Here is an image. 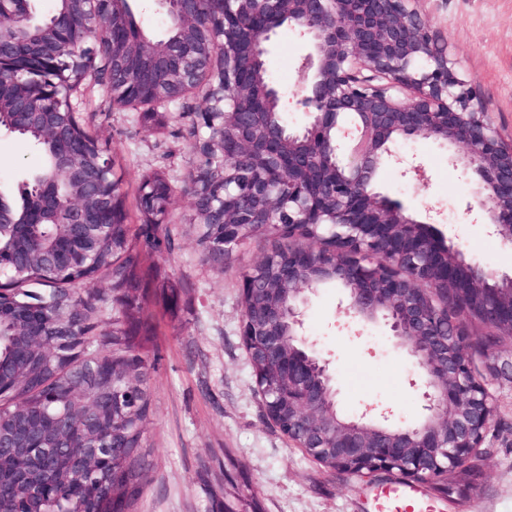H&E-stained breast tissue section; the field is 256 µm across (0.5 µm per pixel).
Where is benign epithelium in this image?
I'll return each instance as SVG.
<instances>
[{"label": "benign epithelium", "mask_w": 512, "mask_h": 512, "mask_svg": "<svg viewBox=\"0 0 512 512\" xmlns=\"http://www.w3.org/2000/svg\"><path fill=\"white\" fill-rule=\"evenodd\" d=\"M415 0H224V112L235 135L224 161L270 157L269 168L224 173V250L249 241L255 207L263 223L288 241L310 230L322 247L288 252L282 279L269 288L255 276L244 292L266 296L261 311H244L248 357L268 364L257 379L265 411L288 410V439L312 456L335 457L340 473L370 476L397 468L428 483L459 471L475 457L495 415L490 379L512 381V353H486V376L474 373L469 333L448 303L462 269L469 293L488 312L512 315V274L496 276L466 260L463 250L398 200L378 190L390 162L425 176L417 157L394 144L419 136L448 150L469 176L477 212L502 244L512 246V139L502 137L476 87L448 45L426 25ZM288 25L307 38L302 70L311 73L299 104V130L275 133L261 121L279 110L283 93L259 84L275 30ZM342 286L341 307L358 323H382L416 368L411 385L423 401L408 422L385 405L346 417L337 407L327 360L308 346L302 316L309 295L326 282ZM86 448L59 456L32 449L31 467L11 488L49 484L63 463L94 472Z\"/></svg>", "instance_id": "obj_1"}]
</instances>
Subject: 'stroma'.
Segmentation results:
<instances>
[{
	"label": "stroma",
	"mask_w": 512,
	"mask_h": 512,
	"mask_svg": "<svg viewBox=\"0 0 512 512\" xmlns=\"http://www.w3.org/2000/svg\"><path fill=\"white\" fill-rule=\"evenodd\" d=\"M416 9L434 33L447 41L463 70L476 82L494 123L512 138V0H416ZM308 42L284 26L273 38L268 78L285 96L286 125L303 126L298 104L300 64ZM205 108L203 91L171 104L161 122L113 103L106 84L93 81L73 110L96 133L115 162L123 182L128 221L142 223L137 196L143 176L164 172L174 188L169 224L173 253L147 259L172 280L181 282L177 319L163 314V302L148 295L147 309L159 321L157 361L147 387L150 415L145 436L152 466L135 512H213L204 480L232 475L250 486L264 512H377L375 501L386 487L372 478L327 471L295 447L267 417L247 357L240 327L242 279L272 249L271 242L250 240L231 255L224 268L202 261L190 223L193 200L185 187L198 153L184 133L185 113ZM396 150L417 156L425 176L402 175L395 165L377 173L381 192L411 208L429 207L431 222L457 242L470 262L493 274H512V248L490 236L474 215L465 214L470 181L448 163V155L427 137L400 142ZM38 163L32 144L0 133V185L18 190ZM342 292L321 288L305 307L303 335L329 362L345 415L381 402L396 416L417 419L421 399L411 386L405 352L393 347L383 326L356 330L340 312ZM488 389L496 415L474 470L460 474L451 493L438 495L439 512H512V382L492 380Z\"/></svg>",
	"instance_id": "obj_1"
}]
</instances>
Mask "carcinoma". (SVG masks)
<instances>
[{
  "label": "carcinoma",
  "mask_w": 512,
  "mask_h": 512,
  "mask_svg": "<svg viewBox=\"0 0 512 512\" xmlns=\"http://www.w3.org/2000/svg\"><path fill=\"white\" fill-rule=\"evenodd\" d=\"M14 4L0 0V53L3 63L19 70V81L0 89V130L30 141L40 164L20 198L0 189V209L8 221L0 223V279L9 288L0 294V365L12 367L0 382V432L11 434L30 417L42 415L66 424L79 396L98 407V427L109 435L112 447L97 442L102 454L97 470L75 478L63 472L48 492L34 485L19 489L0 503L3 512H132L137 502L134 486L148 474L149 419L146 382L152 363L149 355L156 336L154 316L144 310L146 288L141 264L149 251L172 252L175 240L165 225L173 189L166 176L154 172L142 179L138 204L148 220L128 224L126 193L104 157L97 136L76 116L71 97L89 79L106 83L120 106H143L145 118L156 119L154 109L184 99L204 87L206 99L224 96V25L220 0H199V24L185 29L169 21L165 38L153 50L137 52L130 40L141 36L127 0H55L53 13L40 18L33 12L18 25L8 17ZM104 19L100 35H90L87 20ZM189 44L198 65L195 82L185 80L184 67L173 62L171 50ZM34 92L55 99L52 112H15L9 99ZM200 134L196 120L185 128L197 142L200 163L190 174L187 190L193 197L196 243L202 261L224 267V225L220 202L205 193L209 184L224 182L220 147L231 137L224 117L204 121ZM92 196L89 210V255L65 264H47L46 257L73 238L76 220L67 198L80 189ZM99 274L112 281V304L120 316L109 325L99 319L94 294L81 296L71 287ZM157 288L177 316L179 284L156 274ZM43 336L59 343L54 353L30 345ZM95 340L100 351L88 357L62 343ZM135 364L142 372L141 386L126 387L112 379V368ZM223 507L236 499L262 512L252 490H235Z\"/></svg>",
  "instance_id": "carcinoma-1"
}]
</instances>
